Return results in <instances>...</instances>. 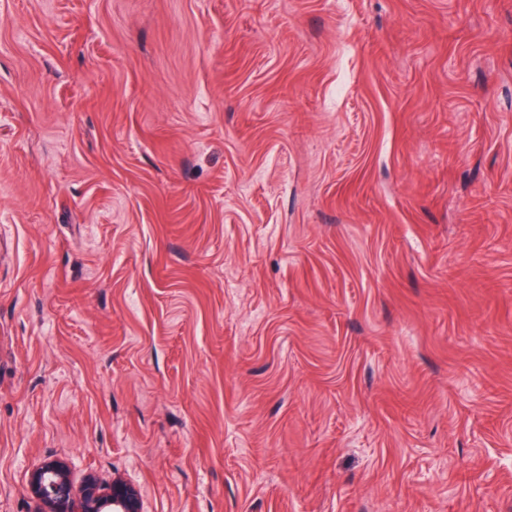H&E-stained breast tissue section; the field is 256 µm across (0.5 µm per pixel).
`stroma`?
I'll return each instance as SVG.
<instances>
[{"label": "stroma", "instance_id": "obj_1", "mask_svg": "<svg viewBox=\"0 0 512 512\" xmlns=\"http://www.w3.org/2000/svg\"><path fill=\"white\" fill-rule=\"evenodd\" d=\"M512 512V0H0V512ZM28 488L36 503L34 512H112L132 510V496L112 482L88 477L76 492L70 468L62 459L48 460L34 468L28 477Z\"/></svg>", "mask_w": 512, "mask_h": 512}]
</instances>
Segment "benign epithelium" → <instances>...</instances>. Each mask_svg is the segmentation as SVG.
Instances as JSON below:
<instances>
[{
  "label": "benign epithelium",
  "instance_id": "1",
  "mask_svg": "<svg viewBox=\"0 0 512 512\" xmlns=\"http://www.w3.org/2000/svg\"><path fill=\"white\" fill-rule=\"evenodd\" d=\"M28 488L36 503L35 512H112L118 506L131 512L132 496L96 477L86 479L75 489L70 468L62 459L48 460L34 468Z\"/></svg>",
  "mask_w": 512,
  "mask_h": 512
}]
</instances>
